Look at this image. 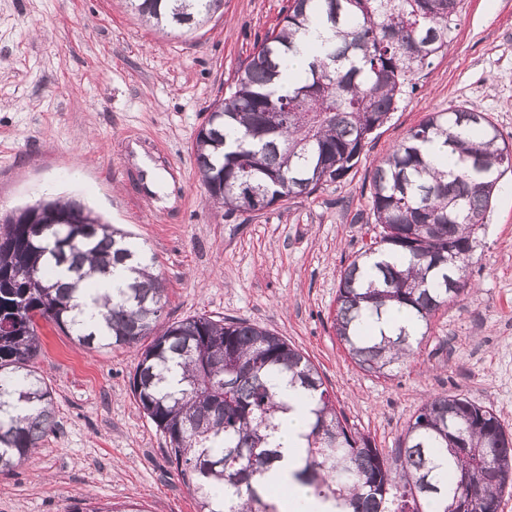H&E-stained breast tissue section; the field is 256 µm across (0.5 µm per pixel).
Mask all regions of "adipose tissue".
Wrapping results in <instances>:
<instances>
[{
	"mask_svg": "<svg viewBox=\"0 0 512 512\" xmlns=\"http://www.w3.org/2000/svg\"><path fill=\"white\" fill-rule=\"evenodd\" d=\"M277 392L289 409L278 415L279 429L272 442L277 445L280 458L267 475V484L287 490V498L281 501L282 512H338V502L315 497L292 477L305 456L303 435L309 416L308 392L299 385L285 382L278 383Z\"/></svg>",
	"mask_w": 512,
	"mask_h": 512,
	"instance_id": "ef3b65f1",
	"label": "adipose tissue"
}]
</instances>
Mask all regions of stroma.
<instances>
[{
	"mask_svg": "<svg viewBox=\"0 0 512 512\" xmlns=\"http://www.w3.org/2000/svg\"><path fill=\"white\" fill-rule=\"evenodd\" d=\"M288 0H224L197 30L159 31L128 0H0V214L75 198L155 255L163 322L247 320L302 350L351 428L397 447L430 394L462 393L512 431V170L499 179L468 269L473 290L432 319L390 375L351 362L331 328L340 275L370 242L373 165L430 113L476 107L512 144V0H463L454 40L347 178L253 213L206 201L193 145ZM35 361L55 429L0 473V512L82 501L197 512L164 436L132 392L128 348L90 349L39 324Z\"/></svg>",
	"mask_w": 512,
	"mask_h": 512,
	"instance_id": "stroma-1",
	"label": "stroma"
}]
</instances>
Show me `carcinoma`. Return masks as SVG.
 <instances>
[{
  "instance_id": "carcinoma-1",
  "label": "carcinoma",
  "mask_w": 512,
  "mask_h": 512,
  "mask_svg": "<svg viewBox=\"0 0 512 512\" xmlns=\"http://www.w3.org/2000/svg\"><path fill=\"white\" fill-rule=\"evenodd\" d=\"M129 2L163 30L190 31L223 0ZM462 8V0H290L197 132L208 199L251 213L346 178L416 75L448 49ZM313 27L325 36L310 52ZM299 55L304 69L294 68ZM433 144L455 169L433 166L423 153ZM508 169L512 148L474 107L431 113L374 167L380 231L343 270L332 322L362 370L384 376L403 364L435 313L470 291L476 231ZM374 255L394 261L368 272ZM126 264L136 276L111 292L85 287L93 273ZM155 264L145 245L76 199L40 200L0 221V473L56 426L52 391L34 366L44 319L83 345L141 350L134 397L198 512H279L254 478L279 457L270 439L286 410L280 378L312 397L294 478L316 496L353 512H461L464 503L498 512L512 490V436L493 409L431 395L386 454L349 427L318 369L284 337L206 315L160 324L165 286Z\"/></svg>"
}]
</instances>
